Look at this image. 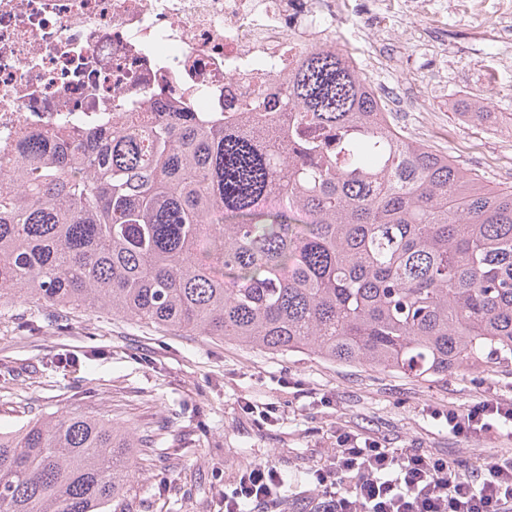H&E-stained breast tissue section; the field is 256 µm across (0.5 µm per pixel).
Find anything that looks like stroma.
I'll return each mask as SVG.
<instances>
[{"label": "stroma", "instance_id": "35a3bbf8", "mask_svg": "<svg viewBox=\"0 0 512 512\" xmlns=\"http://www.w3.org/2000/svg\"><path fill=\"white\" fill-rule=\"evenodd\" d=\"M343 0L338 47L387 97L390 121L492 188H512V0ZM484 98L497 123L453 108ZM512 401V360L417 380L304 351L271 354L200 333L135 325L107 311L0 306V420L94 415L152 437L133 451L121 512H224L225 491L259 462L286 478L288 512H314L313 474L336 435L420 448L480 469L512 455V429L451 433L445 412Z\"/></svg>", "mask_w": 512, "mask_h": 512}]
</instances>
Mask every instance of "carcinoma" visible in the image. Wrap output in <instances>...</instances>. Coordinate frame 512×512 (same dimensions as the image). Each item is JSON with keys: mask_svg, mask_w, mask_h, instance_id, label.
Instances as JSON below:
<instances>
[{"mask_svg": "<svg viewBox=\"0 0 512 512\" xmlns=\"http://www.w3.org/2000/svg\"><path fill=\"white\" fill-rule=\"evenodd\" d=\"M289 112L179 102L22 135L0 182V302L107 310L422 380L512 358V190L398 130L351 59L288 65ZM460 115L491 119L484 101ZM306 215L300 224L296 215ZM135 442L91 416L0 425V512H107Z\"/></svg>", "mask_w": 512, "mask_h": 512, "instance_id": "carcinoma-1", "label": "carcinoma"}]
</instances>
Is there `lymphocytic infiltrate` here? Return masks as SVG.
<instances>
[{
    "label": "lymphocytic infiltrate",
    "instance_id": "lymphocytic-infiltrate-1",
    "mask_svg": "<svg viewBox=\"0 0 512 512\" xmlns=\"http://www.w3.org/2000/svg\"><path fill=\"white\" fill-rule=\"evenodd\" d=\"M512 423V403L487 398L448 415L449 429L470 438ZM285 481L271 463L247 470L224 512H276ZM318 512H512V456L478 471L419 448L389 449L346 432L328 463L314 473Z\"/></svg>",
    "mask_w": 512,
    "mask_h": 512
}]
</instances>
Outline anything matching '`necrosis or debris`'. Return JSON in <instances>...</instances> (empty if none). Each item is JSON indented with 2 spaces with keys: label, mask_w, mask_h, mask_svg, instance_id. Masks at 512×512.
Here are the masks:
<instances>
[{
  "label": "necrosis or debris",
  "mask_w": 512,
  "mask_h": 512,
  "mask_svg": "<svg viewBox=\"0 0 512 512\" xmlns=\"http://www.w3.org/2000/svg\"><path fill=\"white\" fill-rule=\"evenodd\" d=\"M335 25L336 0H0V179L25 132L78 134L175 98L240 112L265 80L287 99L294 47Z\"/></svg>",
  "instance_id": "obj_1"
}]
</instances>
